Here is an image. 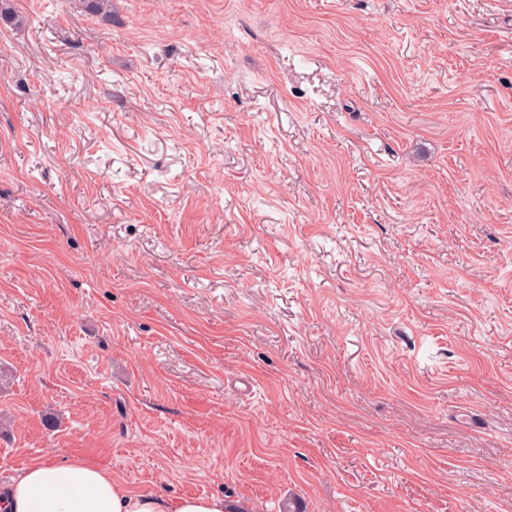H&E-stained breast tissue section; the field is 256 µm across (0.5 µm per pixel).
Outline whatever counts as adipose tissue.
<instances>
[{
	"label": "adipose tissue",
	"instance_id": "adipose-tissue-1",
	"mask_svg": "<svg viewBox=\"0 0 512 512\" xmlns=\"http://www.w3.org/2000/svg\"><path fill=\"white\" fill-rule=\"evenodd\" d=\"M0 512H225L220 495L140 493L109 469L76 458L48 457L0 486Z\"/></svg>",
	"mask_w": 512,
	"mask_h": 512
}]
</instances>
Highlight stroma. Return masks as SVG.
Masks as SVG:
<instances>
[{
    "mask_svg": "<svg viewBox=\"0 0 512 512\" xmlns=\"http://www.w3.org/2000/svg\"><path fill=\"white\" fill-rule=\"evenodd\" d=\"M11 8L0 481L512 512V0Z\"/></svg>",
    "mask_w": 512,
    "mask_h": 512,
    "instance_id": "stroma-1",
    "label": "stroma"
}]
</instances>
